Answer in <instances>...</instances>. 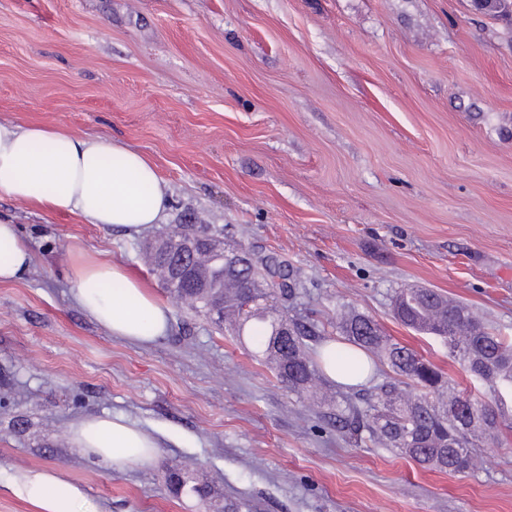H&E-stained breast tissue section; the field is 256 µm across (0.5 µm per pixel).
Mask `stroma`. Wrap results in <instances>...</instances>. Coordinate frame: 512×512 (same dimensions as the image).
<instances>
[{
    "instance_id": "35a3bbf8",
    "label": "stroma",
    "mask_w": 512,
    "mask_h": 512,
    "mask_svg": "<svg viewBox=\"0 0 512 512\" xmlns=\"http://www.w3.org/2000/svg\"><path fill=\"white\" fill-rule=\"evenodd\" d=\"M107 136L167 185L139 233L0 195L34 260L0 281V512H38L11 481L52 469L97 512H210L190 471L251 512H512V429L477 469L421 467L355 444L290 392L251 336L172 306L165 336H111L72 299L82 259L143 261L175 224L302 272L280 313L338 340L336 310L373 317L454 390L485 388L442 342L398 322L429 288L512 336V22L470 0H0V122ZM121 414L159 444L106 467L71 425Z\"/></svg>"
}]
</instances>
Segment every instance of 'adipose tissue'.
<instances>
[{
  "instance_id": "obj_1",
  "label": "adipose tissue",
  "mask_w": 512,
  "mask_h": 512,
  "mask_svg": "<svg viewBox=\"0 0 512 512\" xmlns=\"http://www.w3.org/2000/svg\"><path fill=\"white\" fill-rule=\"evenodd\" d=\"M0 193L134 233L160 223L167 206L165 182L156 168L122 142L9 122H0ZM32 261L14 225L0 224V280L20 279ZM72 297L111 336L137 345L164 336L171 318L169 307L115 262L77 264ZM321 352L331 379L343 385L367 381L363 357L337 356L332 341ZM69 433L75 448L118 468L150 461L158 447L153 437L121 415L87 417ZM14 488L40 512H77L83 498L77 485L46 469L16 477Z\"/></svg>"
}]
</instances>
